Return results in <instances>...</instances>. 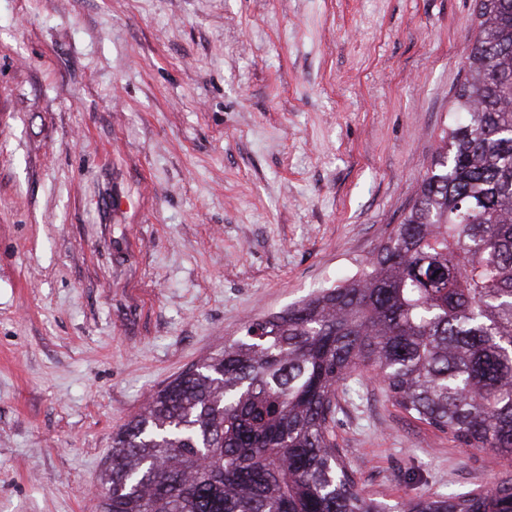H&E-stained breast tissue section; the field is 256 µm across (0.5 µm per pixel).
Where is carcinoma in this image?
Wrapping results in <instances>:
<instances>
[{"label":"carcinoma","mask_w":512,"mask_h":512,"mask_svg":"<svg viewBox=\"0 0 512 512\" xmlns=\"http://www.w3.org/2000/svg\"><path fill=\"white\" fill-rule=\"evenodd\" d=\"M464 80L413 204L345 282L158 390L112 436L103 512H390L334 441L365 375L462 448L512 462V0H475ZM400 512H512L492 487Z\"/></svg>","instance_id":"cac0c4a2"}]
</instances>
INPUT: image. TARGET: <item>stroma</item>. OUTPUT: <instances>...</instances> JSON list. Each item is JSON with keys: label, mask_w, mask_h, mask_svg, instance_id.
I'll return each mask as SVG.
<instances>
[{"label": "stroma", "mask_w": 512, "mask_h": 512, "mask_svg": "<svg viewBox=\"0 0 512 512\" xmlns=\"http://www.w3.org/2000/svg\"><path fill=\"white\" fill-rule=\"evenodd\" d=\"M474 0H0V512H102L150 395L360 272L464 79ZM334 428L393 504L506 463L393 406Z\"/></svg>", "instance_id": "1"}]
</instances>
